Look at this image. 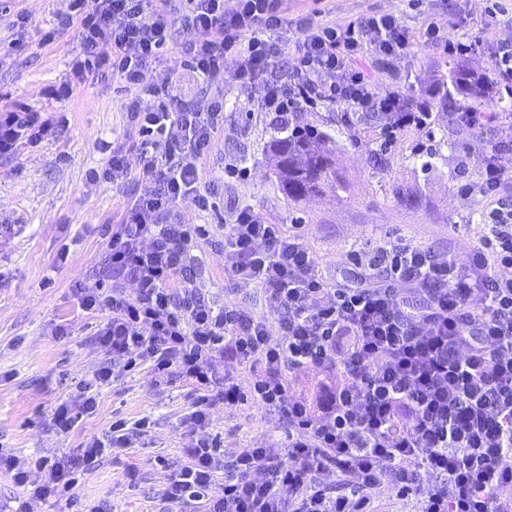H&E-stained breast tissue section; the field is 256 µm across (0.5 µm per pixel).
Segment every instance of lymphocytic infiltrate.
Returning <instances> with one entry per match:
<instances>
[{"mask_svg":"<svg viewBox=\"0 0 512 512\" xmlns=\"http://www.w3.org/2000/svg\"><path fill=\"white\" fill-rule=\"evenodd\" d=\"M287 2L70 0V13L42 31L49 44L76 29L82 46L47 98L63 103L86 82H124L140 175L151 184L127 202L107 259L136 295H123L117 282L79 291L83 309H112L98 331L112 363L93 384L111 383L115 367L142 360L156 383L179 376L195 385L189 421L199 436L163 492L179 512H374L372 493L385 483L413 512H512V277L502 274L512 267V208L500 204L512 175L495 161L461 190L493 203L467 263L388 239L355 253L367 272L362 285L333 283L302 235L281 232L246 205L225 225L224 249L240 282L264 290L275 322L172 287L189 247L207 234L175 213L184 204L212 208L203 165L224 129L223 96L185 105L171 91L177 70L164 57L176 28L193 33L181 47L183 65L203 78L230 66L241 84L262 85L259 108L275 125L319 102L394 112L403 128L413 112L429 109L428 101L412 105L380 92L361 65L409 46L408 30L391 14L334 25L302 20L291 48L295 77L272 76L269 36L288 26ZM323 72L330 83L318 82ZM67 121L61 111L1 108L0 155L40 143ZM219 360L249 368L250 391L232 376L217 378ZM304 367L337 374L323 405L290 395L287 374ZM215 398L228 406L255 400L283 422V442L225 460L219 438L205 432ZM145 426L113 421L107 438L90 437L52 463L33 497H69L81 468L123 454ZM336 481L344 493L335 492Z\"/></svg>","mask_w":512,"mask_h":512,"instance_id":"1","label":"lymphocytic infiltrate"}]
</instances>
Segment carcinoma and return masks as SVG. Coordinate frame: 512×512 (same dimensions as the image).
<instances>
[{
  "mask_svg": "<svg viewBox=\"0 0 512 512\" xmlns=\"http://www.w3.org/2000/svg\"><path fill=\"white\" fill-rule=\"evenodd\" d=\"M455 86L473 103L492 97V81L483 74L464 68L453 76ZM359 121L389 135L395 132L397 115L393 112H360ZM336 138L308 124L294 125L291 133L272 140L268 157L282 191L293 200L319 195L342 186L336 178L333 160Z\"/></svg>",
  "mask_w": 512,
  "mask_h": 512,
  "instance_id": "1",
  "label": "carcinoma"
}]
</instances>
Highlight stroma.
Here are the masks:
<instances>
[{"label": "stroma", "instance_id": "stroma-1", "mask_svg": "<svg viewBox=\"0 0 512 512\" xmlns=\"http://www.w3.org/2000/svg\"><path fill=\"white\" fill-rule=\"evenodd\" d=\"M290 15L322 6L317 20L343 22L363 15L392 14L410 32L434 24L449 38L480 41L481 49L455 55L443 46L412 41L395 58L369 59L381 91L422 96L433 105L424 125L386 138L360 124L356 115L320 102L302 110L304 122L335 130L341 148L336 170L344 186L305 200L283 193L267 159L269 142L282 136L257 104L259 88L237 82L233 70L211 79L180 67L173 95L185 103L224 95V130L204 167L215 202L201 212L186 205V224L206 225L210 238L191 250L189 277L212 303L231 302L245 313L273 321L260 288L234 277V259L224 252V226L239 207L250 205L283 232L300 231L330 281L353 283L363 274L351 258L384 238H404L430 249L438 259L467 260L478 244L486 202L461 198L463 185L477 182L488 158L512 172V144L501 125L470 128L457 113L438 108L440 89L461 104L465 97L449 81L462 63L491 75L490 109L512 106V77L495 75L494 44L512 45V0H288ZM69 9V0H0V46L8 47L17 13H27L32 34L21 48L0 60V107L28 104L52 109L42 92L68 70L80 51L75 30L54 44L39 42L38 31L51 28ZM122 81L86 83L67 104L69 124L56 136L14 155L0 157V448L22 459L75 453L87 437L108 432L113 420L149 423L146 440L118 457L104 456L82 476L72 503L33 497L41 469L29 471L28 486L0 473V512H76L77 506L103 505L105 512H163L161 493L169 470L181 466L192 434L187 417L197 393L176 377L156 384L147 363L121 372L110 384H93L95 371L110 364L111 352L96 338L110 317L109 307L84 310L78 290L102 281L111 287L107 265L109 234L116 231L128 200L150 188L131 162L126 182L95 186L87 176L103 167L108 144L126 145L134 135L123 104ZM228 165L246 169L243 177L225 173ZM66 262H58L61 248ZM90 383L99 404L96 415L60 430L56 407L71 398L78 384ZM207 433L221 437L225 455L279 439L284 427L255 401L234 407L215 404Z\"/></svg>", "mask_w": 512, "mask_h": 512}]
</instances>
